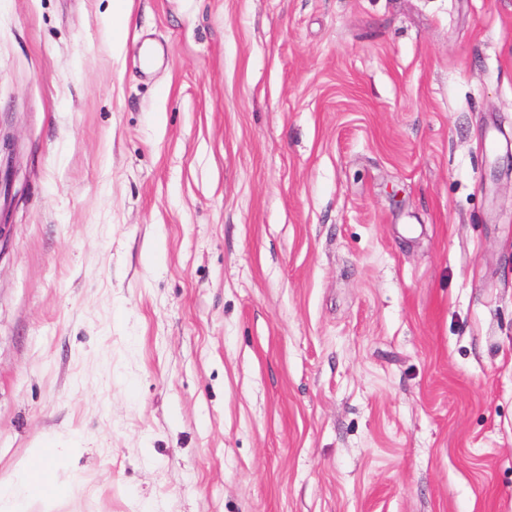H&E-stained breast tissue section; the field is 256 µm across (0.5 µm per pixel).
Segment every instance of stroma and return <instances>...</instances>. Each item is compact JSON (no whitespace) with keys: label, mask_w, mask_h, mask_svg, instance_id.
<instances>
[{"label":"stroma","mask_w":512,"mask_h":512,"mask_svg":"<svg viewBox=\"0 0 512 512\" xmlns=\"http://www.w3.org/2000/svg\"><path fill=\"white\" fill-rule=\"evenodd\" d=\"M108 3L0 0V484L512 512V0ZM67 443L56 442L35 453L23 466L18 479L8 485H0V510L2 512H27L32 500L57 498L66 495L68 482H59L46 461L72 453Z\"/></svg>","instance_id":"obj_1"}]
</instances>
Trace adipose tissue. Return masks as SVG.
I'll return each instance as SVG.
<instances>
[{"label":"adipose tissue","instance_id":"1","mask_svg":"<svg viewBox=\"0 0 512 512\" xmlns=\"http://www.w3.org/2000/svg\"><path fill=\"white\" fill-rule=\"evenodd\" d=\"M71 452L69 444L59 442L40 448L23 466L15 482L0 485V512H27L32 500L66 495L68 483L58 481L47 462Z\"/></svg>","mask_w":512,"mask_h":512}]
</instances>
